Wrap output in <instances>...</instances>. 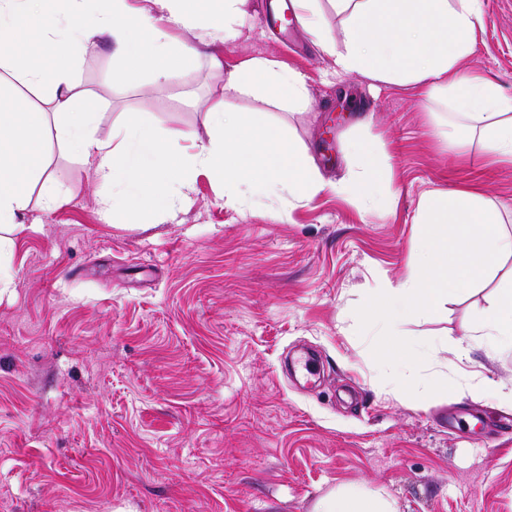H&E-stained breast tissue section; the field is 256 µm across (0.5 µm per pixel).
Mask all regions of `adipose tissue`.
I'll list each match as a JSON object with an SVG mask.
<instances>
[{
    "mask_svg": "<svg viewBox=\"0 0 512 512\" xmlns=\"http://www.w3.org/2000/svg\"><path fill=\"white\" fill-rule=\"evenodd\" d=\"M0 0V67L16 72L25 89L0 82V251L12 244L33 188L49 202L59 199L46 174L49 144L75 152L104 181L116 199L148 197L153 209L171 210L199 172L224 183L227 204L275 192L304 201L330 190L362 203H382L386 183L378 174L374 150L350 143L358 168L326 182L286 126L266 122L257 112H228L224 98L257 94L287 110L303 109L309 91L304 75L269 58H254L225 70L218 55L211 66L225 70L219 97L207 109L212 134L208 146L189 157L175 154L173 136L160 135L139 116H128L120 138L96 137V105L77 90L74 69L29 62L14 55L20 22L43 30L56 55L70 54L80 39H107L120 61L114 82L137 85L144 67L156 78L199 56L198 48L172 39L170 27L205 26L211 40L229 44L240 35L248 0H199L188 12L186 0H151L153 13L131 21L130 0ZM343 16L339 47L324 41L318 0H293L296 17L325 52L333 53L337 73H359L384 84L412 85L424 101L447 99L454 114L480 133L486 152L512 162V94L492 79L470 73L464 61L477 40L481 0H329ZM41 92L33 102L29 91ZM483 327L498 350L512 351V289L497 295ZM314 512H395L378 494L330 493Z\"/></svg>",
    "mask_w": 512,
    "mask_h": 512,
    "instance_id": "adipose-tissue-1",
    "label": "adipose tissue"
}]
</instances>
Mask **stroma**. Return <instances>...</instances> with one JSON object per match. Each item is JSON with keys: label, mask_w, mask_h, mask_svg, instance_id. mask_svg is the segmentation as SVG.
I'll return each mask as SVG.
<instances>
[{"label": "stroma", "mask_w": 512, "mask_h": 512, "mask_svg": "<svg viewBox=\"0 0 512 512\" xmlns=\"http://www.w3.org/2000/svg\"><path fill=\"white\" fill-rule=\"evenodd\" d=\"M267 7L251 0L219 48L223 70L202 55L163 82L147 70L138 86L114 84L110 44L90 41L76 77L100 105L97 137L132 112L196 152L225 72L268 57L306 75V109L230 96L226 110L287 125L328 179L354 166L350 142L370 143L382 208L329 191L231 206L203 172L173 215L127 224L104 215L110 186L51 145L47 173L67 200L32 190L0 253V512H313L344 488L397 512H512V353L469 333L512 284V257L401 327L441 340L420 376L453 391L395 395L355 315L417 268L423 194L478 189L512 233V164L466 124L448 141L447 107L414 87L336 77L300 22L263 24ZM466 67L512 94V0H482Z\"/></svg>", "instance_id": "stroma-1"}]
</instances>
